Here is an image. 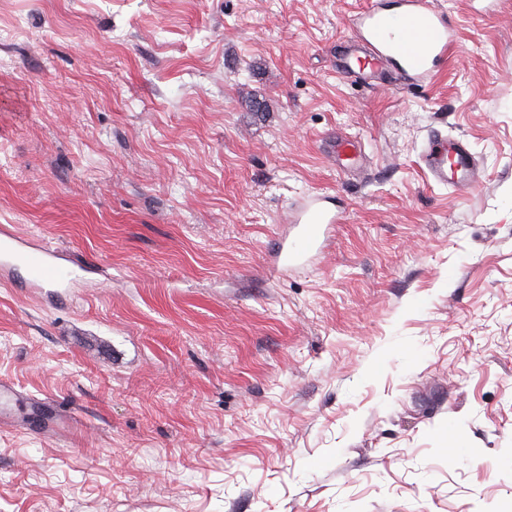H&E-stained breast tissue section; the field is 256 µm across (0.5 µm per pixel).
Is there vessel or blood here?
<instances>
[{"instance_id": "obj_1", "label": "vessel or blood", "mask_w": 512, "mask_h": 512, "mask_svg": "<svg viewBox=\"0 0 512 512\" xmlns=\"http://www.w3.org/2000/svg\"><path fill=\"white\" fill-rule=\"evenodd\" d=\"M355 26L356 34L336 68L343 77L375 78L393 63L402 82L415 86L431 78L454 44L452 19L434 0H401V10L395 14L374 5L358 14ZM421 159L435 183L466 189L475 182L478 162L464 139L433 135ZM324 201L323 195L311 194L292 210L289 221L297 232L282 241L278 264L287 267L309 254L322 253L339 221ZM57 257L47 243L30 245L13 229H0V263L23 264L35 287H58L70 281L71 270Z\"/></svg>"}]
</instances>
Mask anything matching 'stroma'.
I'll list each match as a JSON object with an SVG mask.
<instances>
[{
  "instance_id": "1",
  "label": "stroma",
  "mask_w": 512,
  "mask_h": 512,
  "mask_svg": "<svg viewBox=\"0 0 512 512\" xmlns=\"http://www.w3.org/2000/svg\"><path fill=\"white\" fill-rule=\"evenodd\" d=\"M365 2L0 0V225L74 270L0 288V512H512V0L404 90L336 73ZM421 159L431 179L441 185L467 189L476 179L478 162L462 138L440 134L430 137L423 146ZM326 197L320 194H310L303 198L291 211L289 221L297 227V233L289 240L285 236L276 256L277 266L288 268L293 262L308 254H321L325 243L339 223L337 211L328 210L323 203Z\"/></svg>"
}]
</instances>
